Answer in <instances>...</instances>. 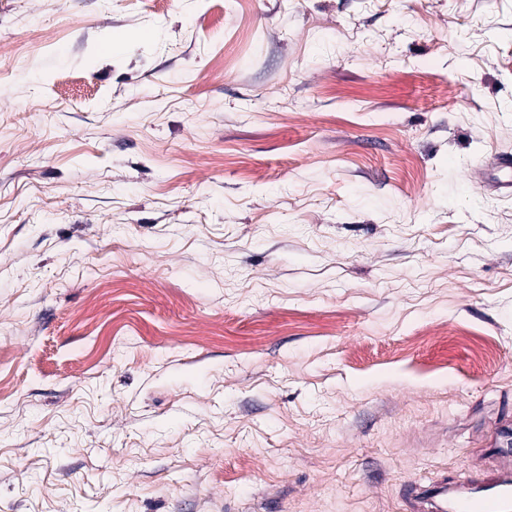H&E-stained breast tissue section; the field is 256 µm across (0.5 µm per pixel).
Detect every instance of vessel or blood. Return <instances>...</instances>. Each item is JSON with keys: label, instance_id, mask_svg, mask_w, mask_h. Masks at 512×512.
<instances>
[{"label": "vessel or blood", "instance_id": "1", "mask_svg": "<svg viewBox=\"0 0 512 512\" xmlns=\"http://www.w3.org/2000/svg\"><path fill=\"white\" fill-rule=\"evenodd\" d=\"M442 512H512V476L486 470L444 496Z\"/></svg>", "mask_w": 512, "mask_h": 512}]
</instances>
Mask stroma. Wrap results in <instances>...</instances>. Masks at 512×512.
I'll return each mask as SVG.
<instances>
[{
  "label": "stroma",
  "instance_id": "obj_1",
  "mask_svg": "<svg viewBox=\"0 0 512 512\" xmlns=\"http://www.w3.org/2000/svg\"><path fill=\"white\" fill-rule=\"evenodd\" d=\"M506 159L512 0H0V512L511 472Z\"/></svg>",
  "mask_w": 512,
  "mask_h": 512
}]
</instances>
